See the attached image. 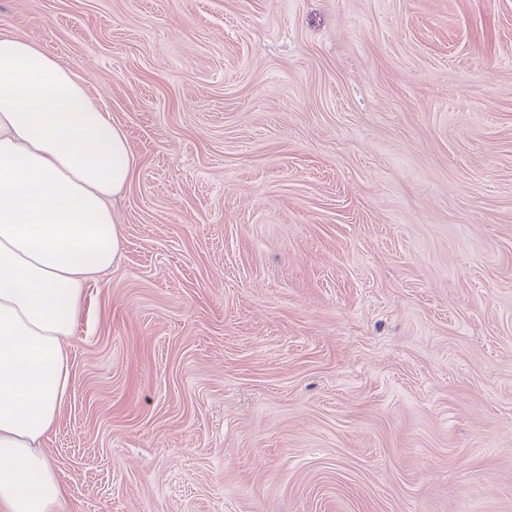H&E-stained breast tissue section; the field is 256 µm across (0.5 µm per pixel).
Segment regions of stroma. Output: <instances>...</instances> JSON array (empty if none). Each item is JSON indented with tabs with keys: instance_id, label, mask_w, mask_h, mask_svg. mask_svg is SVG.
I'll return each instance as SVG.
<instances>
[{
	"instance_id": "obj_1",
	"label": "stroma",
	"mask_w": 512,
	"mask_h": 512,
	"mask_svg": "<svg viewBox=\"0 0 512 512\" xmlns=\"http://www.w3.org/2000/svg\"><path fill=\"white\" fill-rule=\"evenodd\" d=\"M2 33L138 161L62 512H512V0H0Z\"/></svg>"
}]
</instances>
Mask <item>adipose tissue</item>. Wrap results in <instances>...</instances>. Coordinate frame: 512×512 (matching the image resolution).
I'll use <instances>...</instances> for the list:
<instances>
[{
	"label": "adipose tissue",
	"mask_w": 512,
	"mask_h": 512,
	"mask_svg": "<svg viewBox=\"0 0 512 512\" xmlns=\"http://www.w3.org/2000/svg\"><path fill=\"white\" fill-rule=\"evenodd\" d=\"M135 168L72 67L0 34V512L65 502L43 443L71 392L85 286L121 251L111 200Z\"/></svg>",
	"instance_id": "obj_1"
}]
</instances>
